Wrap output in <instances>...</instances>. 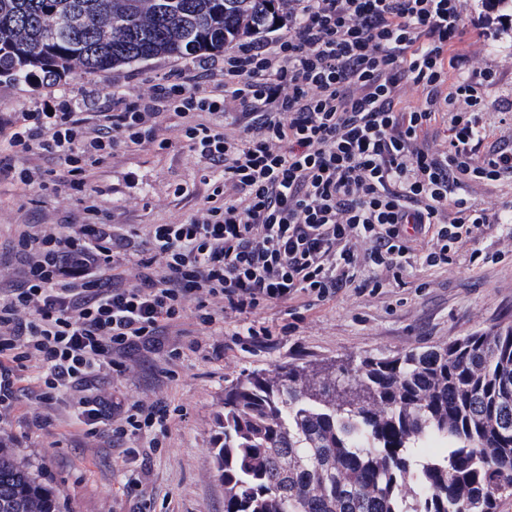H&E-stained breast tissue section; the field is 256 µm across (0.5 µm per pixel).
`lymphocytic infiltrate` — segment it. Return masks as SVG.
<instances>
[{
	"label": "lymphocytic infiltrate",
	"mask_w": 512,
	"mask_h": 512,
	"mask_svg": "<svg viewBox=\"0 0 512 512\" xmlns=\"http://www.w3.org/2000/svg\"><path fill=\"white\" fill-rule=\"evenodd\" d=\"M468 2L286 0L281 34L223 60L196 57L139 93L117 81L102 94L57 88L0 120V145L21 160L14 182L75 191L82 211L55 228L20 225L11 240L19 270L0 289V411L30 381L39 403L67 401L87 434L158 448L166 403L88 389L162 336L383 288L465 248L470 262L499 263L475 243L512 207L474 192L512 181V142L487 121L494 109L511 122L512 101L488 99L502 75L488 62L493 41L450 51ZM171 115L180 122L169 127ZM230 119L239 135L226 133ZM175 140L207 165L201 206L114 235L91 177L118 153Z\"/></svg>",
	"instance_id": "lymphocytic-infiltrate-1"
}]
</instances>
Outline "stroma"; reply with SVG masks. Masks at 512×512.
I'll use <instances>...</instances> for the list:
<instances>
[{"label":"stroma","instance_id":"35a3bbf8","mask_svg":"<svg viewBox=\"0 0 512 512\" xmlns=\"http://www.w3.org/2000/svg\"><path fill=\"white\" fill-rule=\"evenodd\" d=\"M181 65L178 59H153L110 78L76 69L65 80L80 93L102 90L112 78L136 91ZM48 90L42 80L22 85L1 80L0 116L32 108ZM202 175L201 165L176 142L162 150L115 155L93 181L103 191L113 224H169L200 206ZM179 186L184 189L180 195L175 192ZM79 215L73 198L32 195L0 171V244L7 243L15 225H53L61 217ZM477 246L504 252L506 258L480 268L470 266L462 254L445 265L410 269L400 283L375 292L345 288L309 309L300 299L266 308L260 316L267 323L291 322L296 330L265 345L243 337L250 316L228 313L223 331L199 336V350L183 359L167 361L166 348L182 342L167 336L162 349L127 358L125 370L102 372V387L113 397L161 399L173 408L162 448H149L136 437L119 447H101L64 405L41 409L27 402L0 414V443L55 492L60 512H224V482L212 450L225 387L248 374L293 364L332 375L344 388L364 358L397 357L512 324V228L492 226ZM37 411L50 423L32 432L27 421ZM125 447L139 449V457L125 459Z\"/></svg>","mask_w":512,"mask_h":512}]
</instances>
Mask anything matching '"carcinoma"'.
Returning a JSON list of instances; mask_svg holds the SVG:
<instances>
[{"instance_id": "1", "label": "carcinoma", "mask_w": 512, "mask_h": 512, "mask_svg": "<svg viewBox=\"0 0 512 512\" xmlns=\"http://www.w3.org/2000/svg\"><path fill=\"white\" fill-rule=\"evenodd\" d=\"M285 0H0V77L109 75L219 52L274 26ZM356 394L288 366L224 388V512H498L512 492V325L392 359L367 358ZM444 452L422 453L430 442ZM0 512H57L0 448Z\"/></svg>"}]
</instances>
